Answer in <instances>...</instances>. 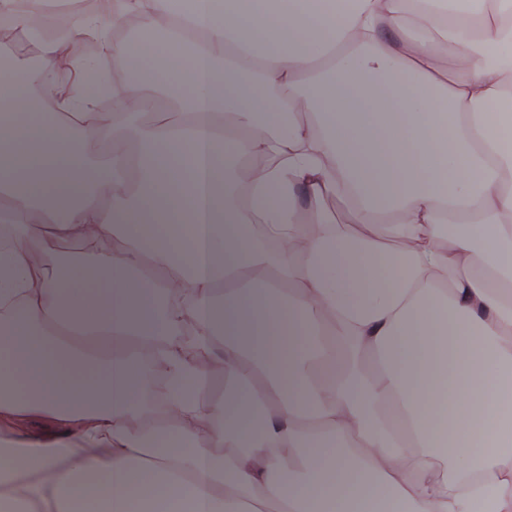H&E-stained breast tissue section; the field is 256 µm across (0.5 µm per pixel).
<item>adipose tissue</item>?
<instances>
[{
	"mask_svg": "<svg viewBox=\"0 0 512 512\" xmlns=\"http://www.w3.org/2000/svg\"><path fill=\"white\" fill-rule=\"evenodd\" d=\"M130 11L112 94L179 117L132 184L111 113L43 82L58 43L0 48V512H512V0H115L74 31ZM343 178L364 231L323 212Z\"/></svg>",
	"mask_w": 512,
	"mask_h": 512,
	"instance_id": "ef3b65f1",
	"label": "adipose tissue"
}]
</instances>
